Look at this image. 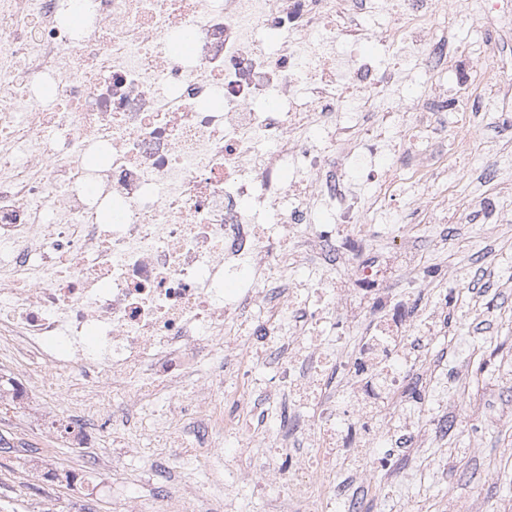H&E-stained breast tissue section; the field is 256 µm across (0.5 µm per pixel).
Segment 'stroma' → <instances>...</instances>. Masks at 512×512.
<instances>
[{
    "mask_svg": "<svg viewBox=\"0 0 512 512\" xmlns=\"http://www.w3.org/2000/svg\"><path fill=\"white\" fill-rule=\"evenodd\" d=\"M473 230L484 235L488 255L471 254L461 233L447 251L427 250L423 257L429 268L455 271L480 300V314L453 325L457 337L477 343L468 358L476 382L465 394L453 377L444 384L449 396L463 395L470 415L489 408L498 422L464 434L467 454L449 461L425 497L417 498L422 512H442L448 503L454 512H512V392L496 377L500 362L512 356V287H497L486 274L492 263L512 267V223L492 224L479 214ZM111 439V425H102L97 439L76 451L65 439L29 427L27 409L0 411V512H112L113 488L150 494L153 484L141 454L130 453L125 469L117 472L102 464ZM494 465L502 480L481 487L480 474ZM68 471L75 473L74 481L65 480Z\"/></svg>",
    "mask_w": 512,
    "mask_h": 512,
    "instance_id": "35a3bbf8",
    "label": "stroma"
}]
</instances>
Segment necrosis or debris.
I'll return each mask as SVG.
<instances>
[{
	"label": "necrosis or debris",
	"mask_w": 512,
	"mask_h": 512,
	"mask_svg": "<svg viewBox=\"0 0 512 512\" xmlns=\"http://www.w3.org/2000/svg\"><path fill=\"white\" fill-rule=\"evenodd\" d=\"M482 3L473 44L447 0H0V377L78 446L108 391L113 469L141 439L207 473L113 512H376L471 429L440 382L472 309L421 250L494 176L472 113L512 130Z\"/></svg>",
	"instance_id": "obj_1"
}]
</instances>
